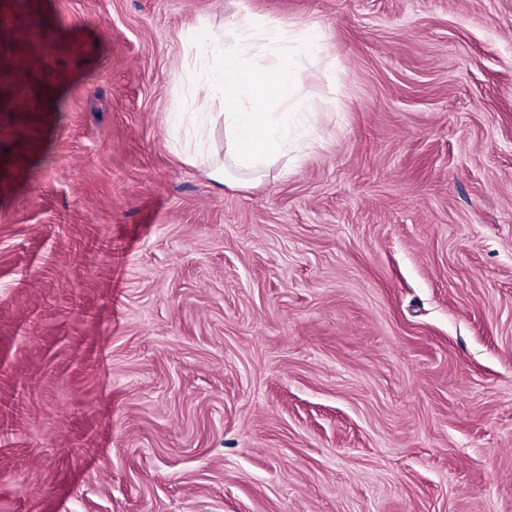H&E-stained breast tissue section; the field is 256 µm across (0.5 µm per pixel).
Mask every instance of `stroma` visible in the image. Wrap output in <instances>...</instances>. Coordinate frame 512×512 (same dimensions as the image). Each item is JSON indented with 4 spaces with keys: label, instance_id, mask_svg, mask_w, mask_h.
<instances>
[{
    "label": "stroma",
    "instance_id": "stroma-1",
    "mask_svg": "<svg viewBox=\"0 0 512 512\" xmlns=\"http://www.w3.org/2000/svg\"><path fill=\"white\" fill-rule=\"evenodd\" d=\"M244 9L318 138L219 185ZM0 512H512V0H0Z\"/></svg>",
    "mask_w": 512,
    "mask_h": 512
}]
</instances>
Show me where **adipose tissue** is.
<instances>
[{"mask_svg": "<svg viewBox=\"0 0 512 512\" xmlns=\"http://www.w3.org/2000/svg\"><path fill=\"white\" fill-rule=\"evenodd\" d=\"M321 51L317 26L287 30L259 24L246 12L228 27L209 29L194 45L185 71L205 93L191 99L196 121L186 138L202 159L213 128L222 127L228 160L210 162L215 182L232 169L261 173L312 141L303 126V87L306 64Z\"/></svg>", "mask_w": 512, "mask_h": 512, "instance_id": "adipose-tissue-1", "label": "adipose tissue"}]
</instances>
